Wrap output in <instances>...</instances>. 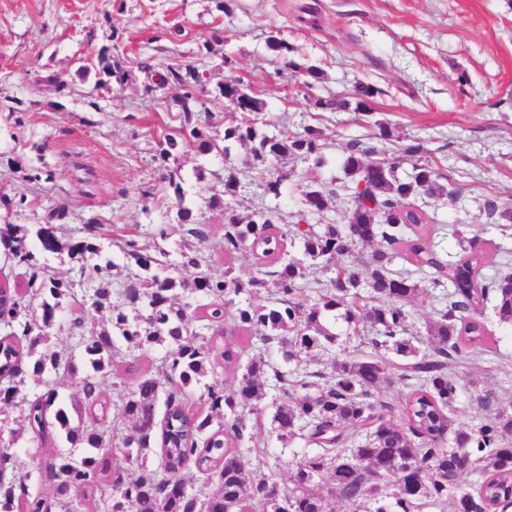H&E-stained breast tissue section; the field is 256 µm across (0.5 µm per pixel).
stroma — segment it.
I'll return each mask as SVG.
<instances>
[{
  "instance_id": "1",
  "label": "stroma",
  "mask_w": 512,
  "mask_h": 512,
  "mask_svg": "<svg viewBox=\"0 0 512 512\" xmlns=\"http://www.w3.org/2000/svg\"><path fill=\"white\" fill-rule=\"evenodd\" d=\"M308 3L318 8L316 21L299 17ZM274 38L294 47L292 59L270 49ZM102 55L127 73L109 93ZM145 60L159 73L172 62L195 68L206 92L200 118L211 135L240 119L219 94L232 76L266 103L259 134L317 127L326 165L288 161L273 197L265 192L268 170L237 144L226 156L179 148L162 161L164 137L179 126L173 99L183 89L150 90ZM309 65L319 68L318 80L308 81ZM361 84L379 90L371 114L312 105L351 99ZM381 122L392 140H378ZM354 139L387 150L422 144L456 189L450 198L415 200L431 223L443 225L445 251L459 254L453 230L463 225L478 240L482 275L512 271V0H0V196L25 200L1 207L0 225L40 224L48 209L62 206L68 230L100 224L106 251L117 252L133 234L147 249L162 245L175 263L184 238L164 178L176 167L195 201L194 220L211 227V273L230 266L245 278L252 256L225 258L224 212L207 205L223 191L225 167L240 179L233 209H271L291 224L308 181L343 178L341 161ZM46 171L47 182L39 178ZM160 225L169 228L163 242L154 235ZM484 320L495 351L469 353L460 365L449 413L456 427L487 417L477 403L485 392L512 403V329L489 307ZM269 428H256L259 445L246 459L284 485L306 445L282 446Z\"/></svg>"
}]
</instances>
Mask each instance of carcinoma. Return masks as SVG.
<instances>
[{"mask_svg": "<svg viewBox=\"0 0 512 512\" xmlns=\"http://www.w3.org/2000/svg\"><path fill=\"white\" fill-rule=\"evenodd\" d=\"M198 81L189 67L166 66L161 82L181 86L176 100L180 128L165 137L162 158L182 145L228 152L198 122L202 95L189 81ZM379 90L362 85L353 110L372 112ZM220 95L235 103L243 118L224 129V141L252 143V161L272 173L265 192L280 195L281 168L290 159L320 156L321 132L308 127L301 134L283 130L257 137L253 116L265 102L246 93L240 81L228 78ZM412 161L411 173L398 176L401 159ZM346 177L366 181L364 193L374 207L356 204L347 223L303 230L300 224L278 225L272 210L244 216L224 205V256L232 258L254 244V269L244 281L224 270L209 273L204 254L205 225L191 221V209L175 171L167 174L185 225L197 246L181 252L177 264L156 248L145 252L134 240L119 246L118 264L97 244L99 225H82L83 235L60 234L66 210H48L45 222L29 241L21 224L0 225L3 265L22 269L25 287L0 280V404L8 407L29 374L47 386L42 394L24 398L23 421L32 439L55 448L47 478L55 494L48 498L29 490L25 462L8 448L0 449V512H76L78 494L86 512L112 506V512H421L439 506L453 494L454 512H497L512 502V412L499 409L476 428L449 430L447 413L459 390L456 365L467 353L489 348L481 319L487 301L499 322L512 325V273L478 279L481 257L472 251L457 259L434 242L437 228L415 206L417 195H454L443 184L447 175L436 169L419 144L382 156L374 146L349 144L342 163ZM337 180L309 184L303 191L306 214L327 209L337 195ZM373 248L370 261L353 258L357 246ZM68 252L80 260L75 274L48 275L45 256ZM402 256L410 268L396 271ZM134 264L123 288L112 292V281ZM194 270L191 280L183 271ZM331 271L327 281L307 279L309 271ZM425 280L444 292L439 320L427 337L407 335L405 304L420 293ZM265 289L267 303L252 301L251 291ZM309 289L314 302L295 296ZM109 308L112 329L86 334L85 314ZM365 337L367 350L354 351L332 362L329 373L292 375L264 356L243 361L246 343L257 338L278 344L286 364L303 353L336 345L335 334L322 318L336 310ZM129 349L164 347L159 366H124L116 362L118 343ZM79 354L88 366L81 397L69 403L82 413L100 410L98 424L71 423L67 410L56 405L58 390L47 381L60 369L75 374L69 358ZM398 378L411 386L399 406L385 399L384 386ZM122 386L127 395L121 416L130 432L115 436L105 423L111 391ZM200 392L204 411L192 409L190 398ZM273 399L272 432L286 445L300 438L313 449L295 462L289 484L280 486L247 467L244 445L252 442L250 416L261 415L260 402ZM399 421H394L393 415ZM349 427L366 432L365 442L347 448ZM476 463L482 481L471 492L458 487L460 474ZM207 476L216 491L192 487L190 469ZM329 478L326 493L315 485Z\"/></svg>", "mask_w": 512, "mask_h": 512, "instance_id": "cac0c4a2", "label": "carcinoma"}]
</instances>
